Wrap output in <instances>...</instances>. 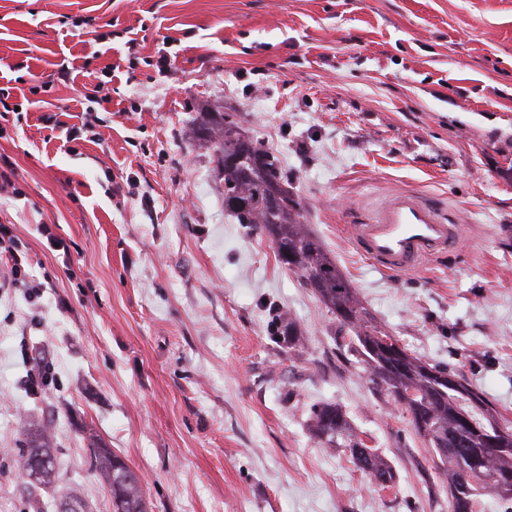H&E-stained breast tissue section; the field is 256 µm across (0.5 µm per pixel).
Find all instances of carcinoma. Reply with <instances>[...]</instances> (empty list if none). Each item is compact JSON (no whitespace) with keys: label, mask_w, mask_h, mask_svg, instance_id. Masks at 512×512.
<instances>
[{"label":"carcinoma","mask_w":512,"mask_h":512,"mask_svg":"<svg viewBox=\"0 0 512 512\" xmlns=\"http://www.w3.org/2000/svg\"><path fill=\"white\" fill-rule=\"evenodd\" d=\"M192 134L205 141L217 154L224 178V209L240 224L271 241L277 261L294 272L311 289L342 334L339 349H345L363 364L373 389L385 395L409 417L415 433L431 452L439 488L448 497V512H476V492L483 490L507 503L512 492L497 485H512V428L500 424L494 409L457 373L430 365L407 348L392 354L381 343L389 332L359 299L351 281L325 251L322 242L303 223V206L288 175L260 144L246 136L239 123L222 112L201 118ZM244 156L251 164L237 169L224 166L225 155ZM280 200L270 210L269 200ZM271 335L288 349L300 346L297 322L275 311ZM450 374L453 383L438 376ZM308 429L314 440L330 451H340L372 484L392 488L397 472L392 464L351 426L345 411L335 403L310 406ZM499 432L498 443L488 442V433ZM25 450L19 470L25 472L33 459L53 455L54 438L47 425L36 419L24 423ZM95 469L107 485L112 512H148L140 476L131 472L130 481H118L127 462L95 436H89Z\"/></svg>","instance_id":"carcinoma-1"}]
</instances>
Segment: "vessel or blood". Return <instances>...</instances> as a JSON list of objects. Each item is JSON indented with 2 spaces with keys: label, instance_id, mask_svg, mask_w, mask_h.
<instances>
[{
  "label": "vessel or blood",
  "instance_id": "vessel-or-blood-1",
  "mask_svg": "<svg viewBox=\"0 0 512 512\" xmlns=\"http://www.w3.org/2000/svg\"><path fill=\"white\" fill-rule=\"evenodd\" d=\"M346 231L365 258L391 275L420 269L459 240L458 225L422 195L406 191L392 192L367 220Z\"/></svg>",
  "mask_w": 512,
  "mask_h": 512
}]
</instances>
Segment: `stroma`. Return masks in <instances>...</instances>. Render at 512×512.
<instances>
[{
    "mask_svg": "<svg viewBox=\"0 0 512 512\" xmlns=\"http://www.w3.org/2000/svg\"><path fill=\"white\" fill-rule=\"evenodd\" d=\"M3 104L14 188L0 225L22 275L0 256V512H56L72 487L112 512L93 435L139 474L149 512H448L407 415L338 349L270 242L225 211L192 127L217 109L279 156L377 321L512 426V0H0ZM398 189L464 235L390 276L345 227ZM272 309L298 322L300 347L270 336ZM318 402L342 407L395 487L311 438ZM30 417L53 430L48 492L17 468Z\"/></svg>",
    "mask_w": 512,
    "mask_h": 512,
    "instance_id": "obj_1",
    "label": "stroma"
}]
</instances>
